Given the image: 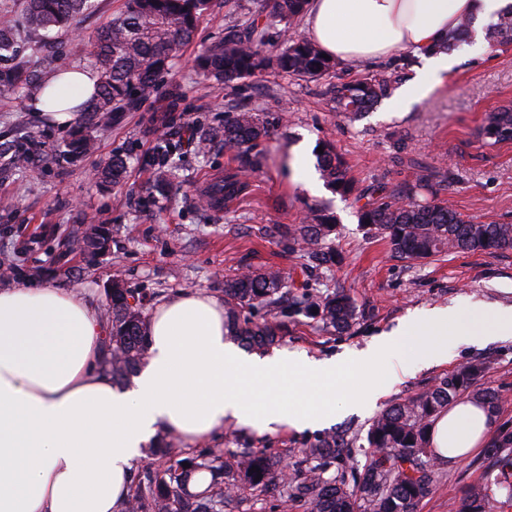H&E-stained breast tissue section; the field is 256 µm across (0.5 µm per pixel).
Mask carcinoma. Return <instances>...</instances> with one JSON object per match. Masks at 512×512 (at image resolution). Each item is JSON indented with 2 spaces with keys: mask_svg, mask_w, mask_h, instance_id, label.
<instances>
[{
  "mask_svg": "<svg viewBox=\"0 0 512 512\" xmlns=\"http://www.w3.org/2000/svg\"><path fill=\"white\" fill-rule=\"evenodd\" d=\"M95 0H26L29 31L41 40L52 38L78 17L94 8ZM307 0H273L272 13L282 24L276 38L251 19L227 28L224 39L205 50L196 64L202 75L228 87L268 69L305 81L324 83L332 110L357 117L387 95L390 80L373 76L360 81L339 80L340 62L322 57L313 42L294 33ZM210 0H125L124 10L105 21L92 40L91 67L97 76L95 91L83 108L84 128L102 127L114 120L125 104L157 92L159 77L169 68L181 46L189 42ZM502 44L512 43V9L499 15L489 28ZM14 23L0 13V53L13 48ZM32 82L23 67L0 77V98L13 97L18 88ZM45 104L53 108L81 94L79 86L62 82L52 88L37 85ZM492 142L512 140V105L488 113L481 129ZM270 136L263 114L239 102L224 113V124L195 137L198 152L213 143L234 152L236 172L224 176L197 207L205 212L229 205L247 186V178L262 171L267 160L260 149ZM181 145L161 138L158 153L164 169L153 188L168 196L169 178L176 168ZM316 166L326 187L341 196L354 193L344 162L332 143L322 144ZM95 150V141L80 133L67 144L72 159ZM128 169L127 157L118 152L101 172L105 182L119 183ZM421 182L386 191H361L356 200L368 198L359 209V221L374 237L387 240L392 254L401 259L422 260L450 250L477 252L512 250V224L481 223L460 214L425 191ZM272 232L288 254L301 260L302 279L279 268H254L224 276V329L226 336L247 349H266L288 333V324L302 315L325 331L347 332L355 325L358 307L345 290L323 292L317 288L324 271L341 262L336 249L335 219L324 207H311L300 224H276ZM110 229L81 238L82 244L105 250ZM105 311L110 334L105 371L125 384L146 363L149 355L146 295L126 286L122 274L112 276ZM482 362L465 365L437 379L430 388L395 402L379 412L366 433L367 463L363 468L330 472L332 463L348 447L346 433L332 431L315 442L291 451L289 469L282 454L268 448L256 450L240 442L230 453L204 446L190 453L173 448L174 437L161 435L149 449L146 463L133 470L132 494L125 512H224L244 491L266 494L286 503L305 502V512H416L434 482L430 461L437 457L430 446L429 431L438 415L465 394L494 414L498 395L492 391L470 392L482 376ZM495 447L506 452L495 457L496 477L469 487L453 512H486L489 502L500 498L512 503V434L500 433ZM258 472H253L252 467ZM209 476L207 487L194 490L199 474ZM262 478H257V475Z\"/></svg>",
  "mask_w": 512,
  "mask_h": 512,
  "instance_id": "obj_1",
  "label": "carcinoma"
}]
</instances>
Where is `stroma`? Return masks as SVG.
<instances>
[{"instance_id": "obj_1", "label": "stroma", "mask_w": 512, "mask_h": 512, "mask_svg": "<svg viewBox=\"0 0 512 512\" xmlns=\"http://www.w3.org/2000/svg\"><path fill=\"white\" fill-rule=\"evenodd\" d=\"M23 2L0 0V12L11 14L16 25L14 53L0 60V73L26 64L43 82L53 72L55 57L66 58L73 67H88L95 31L123 10L125 0H95L92 13L59 32L46 47L30 38ZM252 10L258 12L260 23L279 30L276 18L261 11L260 0H211L193 39L180 48L160 79L158 94L134 100L110 126L91 129L97 150L79 161L69 160L65 151L79 127L80 113L62 119L39 110L37 92L31 87L15 98L0 99L1 144L17 145L34 126L42 131L29 145L31 160L25 168L11 167L7 157H0V254L16 256L24 268L42 271L43 281L81 290L99 305L118 271L129 287L149 294L205 291L217 296L231 270L295 268L296 258L263 229L299 223L305 211L318 204L336 217V238L344 257L338 268L323 275L320 288L348 290L359 307V320L349 332L332 335L315 321L301 318L289 325L281 350L315 359H345L419 310L464 308L477 302L511 307L512 250L451 251L425 261L393 259L387 241L371 237L360 224L353 197L311 193L292 181L284 157L303 139H329L356 190L380 185L393 189L424 180L439 200L462 216L512 224V141L491 145L477 135L487 112L512 103V44L498 45L485 36L460 41L452 50L453 70L431 96L406 112L392 110L386 96L351 120L332 111L318 82L268 71L231 90L203 79L195 65L197 57L222 40L228 26L243 23ZM420 64L416 58L401 68L393 57L345 63L339 76L350 81L385 72L396 89ZM272 95L286 100L288 127L264 142L267 166L229 209L200 212L197 196L223 178L234 162L219 145L198 153L190 141L194 129L223 124L225 112L241 100L276 121V112L265 109ZM165 132L183 140L176 168L181 189L172 201L153 198L149 189ZM118 152L129 157L124 181L101 185L97 171ZM92 224L110 227L112 242L109 252L91 265L82 250L64 252L62 243L75 230ZM477 359L489 365L478 389L501 396L496 426L512 428V339L481 345L458 339L449 345L447 359L431 367L420 365L405 348L371 374L349 369L335 384H320L319 390L341 397L374 381L381 391L374 410H381ZM436 471L434 489L417 512H450L470 485L494 477L493 450L483 447L468 460L440 462Z\"/></svg>"}]
</instances>
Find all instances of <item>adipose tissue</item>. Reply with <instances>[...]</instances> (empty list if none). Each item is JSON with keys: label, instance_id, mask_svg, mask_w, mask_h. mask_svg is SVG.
<instances>
[{"label": "adipose tissue", "instance_id": "obj_1", "mask_svg": "<svg viewBox=\"0 0 512 512\" xmlns=\"http://www.w3.org/2000/svg\"><path fill=\"white\" fill-rule=\"evenodd\" d=\"M511 8L512 0H309L304 23L341 62L406 50L422 57L424 70L398 93L402 107L451 71L441 46L462 20L480 25ZM108 332L84 292L50 282L0 289V512H123L133 466L158 433L190 448L230 421L261 435L282 425L314 431L336 417L335 400L317 392L335 377V360L245 354L225 337L215 296L185 291L154 306L148 362L131 386L113 384L101 368ZM458 337L512 338V307L418 311L350 365L369 370L408 342L420 362L436 365ZM492 427L481 403L462 399L430 439L452 462L483 447Z\"/></svg>", "mask_w": 512, "mask_h": 512}]
</instances>
